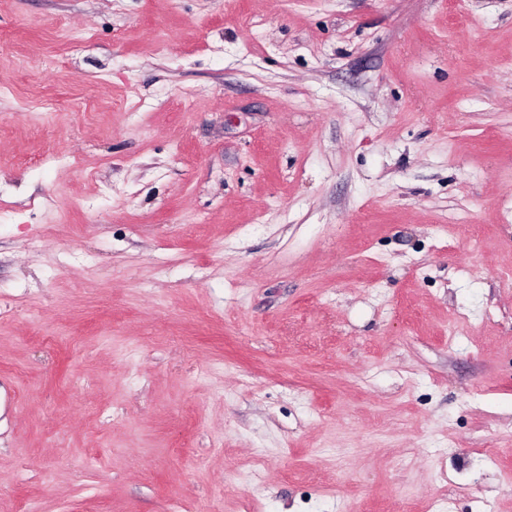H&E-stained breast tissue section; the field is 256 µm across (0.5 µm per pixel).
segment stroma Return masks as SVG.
<instances>
[{
    "mask_svg": "<svg viewBox=\"0 0 512 512\" xmlns=\"http://www.w3.org/2000/svg\"><path fill=\"white\" fill-rule=\"evenodd\" d=\"M512 512V0H0V512Z\"/></svg>",
    "mask_w": 512,
    "mask_h": 512,
    "instance_id": "1",
    "label": "stroma"
}]
</instances>
